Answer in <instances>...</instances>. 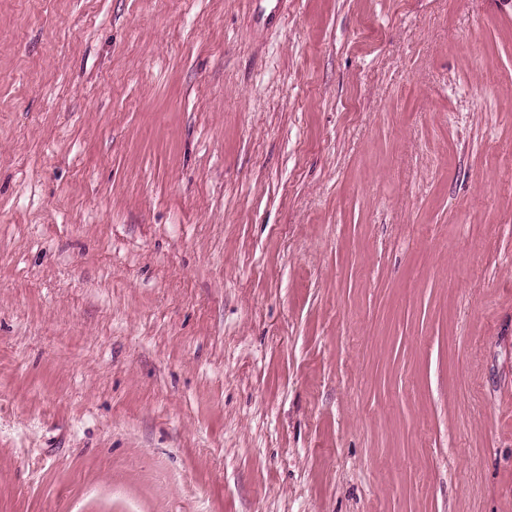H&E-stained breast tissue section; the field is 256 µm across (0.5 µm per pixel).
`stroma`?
<instances>
[{
  "instance_id": "obj_1",
  "label": "stroma",
  "mask_w": 512,
  "mask_h": 512,
  "mask_svg": "<svg viewBox=\"0 0 512 512\" xmlns=\"http://www.w3.org/2000/svg\"><path fill=\"white\" fill-rule=\"evenodd\" d=\"M0 512H512V0H0Z\"/></svg>"
}]
</instances>
